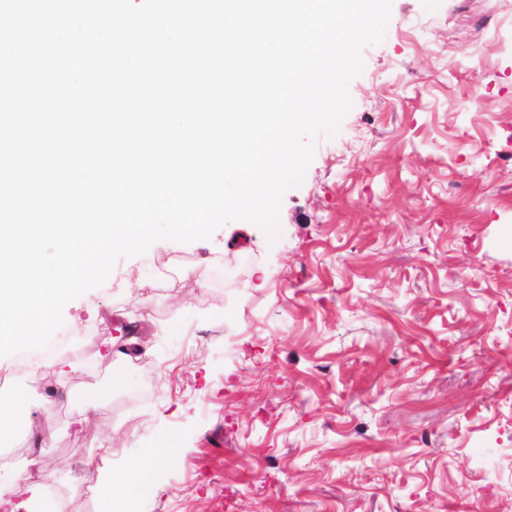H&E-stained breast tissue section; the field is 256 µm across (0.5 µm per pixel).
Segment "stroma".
Listing matches in <instances>:
<instances>
[{
    "label": "stroma",
    "mask_w": 512,
    "mask_h": 512,
    "mask_svg": "<svg viewBox=\"0 0 512 512\" xmlns=\"http://www.w3.org/2000/svg\"><path fill=\"white\" fill-rule=\"evenodd\" d=\"M362 57L275 239L155 242L0 357V512H113L90 465L163 444L142 512H512V0H392ZM27 412L24 403H16L0 399V440L11 437L19 419Z\"/></svg>",
    "instance_id": "stroma-1"
}]
</instances>
